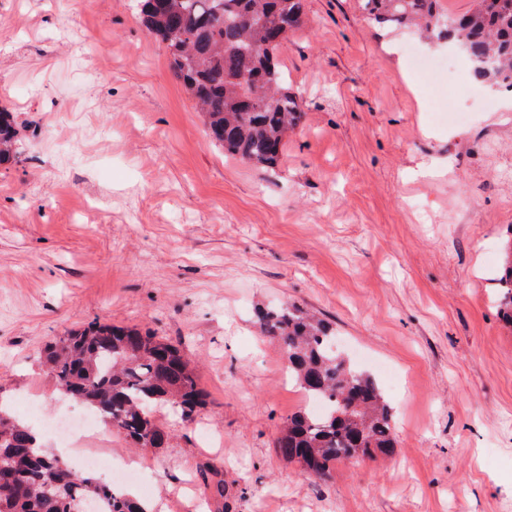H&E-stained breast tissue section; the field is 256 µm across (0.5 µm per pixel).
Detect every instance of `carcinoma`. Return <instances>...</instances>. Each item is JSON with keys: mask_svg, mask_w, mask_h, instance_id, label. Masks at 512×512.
I'll return each mask as SVG.
<instances>
[{"mask_svg": "<svg viewBox=\"0 0 512 512\" xmlns=\"http://www.w3.org/2000/svg\"><path fill=\"white\" fill-rule=\"evenodd\" d=\"M305 8V0H140L142 23L166 44L174 74L206 118L208 138L235 159L275 163L302 121L272 51L288 36L278 17L299 27ZM362 9L377 24L419 27L430 39L457 44L477 80L512 88V0H473L460 16L440 13L438 0H362ZM18 143L13 113L0 109L1 167L15 161ZM256 321L280 344L288 375L324 404L319 415H288L276 441L285 462L325 479L336 461L394 453L390 407L374 378L336 354L328 324L288 304L258 309ZM45 365L66 394L138 447L168 444L169 432L153 420L156 406L190 421L203 405L191 361L149 331L91 323L55 337ZM82 496L96 498L95 512H150L140 499L58 464L24 423L0 410V512H69Z\"/></svg>", "mask_w": 512, "mask_h": 512, "instance_id": "cac0c4a2", "label": "carcinoma"}]
</instances>
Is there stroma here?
Here are the masks:
<instances>
[{
	"label": "stroma",
	"mask_w": 512,
	"mask_h": 512,
	"mask_svg": "<svg viewBox=\"0 0 512 512\" xmlns=\"http://www.w3.org/2000/svg\"><path fill=\"white\" fill-rule=\"evenodd\" d=\"M275 57L303 101L275 167L225 156L135 0H0V405L60 454L84 405L43 365L92 322L135 326L191 359L206 404L133 448L100 426L103 482L155 512H512V92L461 53L372 22L361 0H307ZM328 320L379 384L398 447L321 480L282 460L289 381L254 310ZM224 494L203 497L204 479ZM19 130L13 112L0 109V166L12 164L17 158Z\"/></svg>",
	"instance_id": "1"
}]
</instances>
